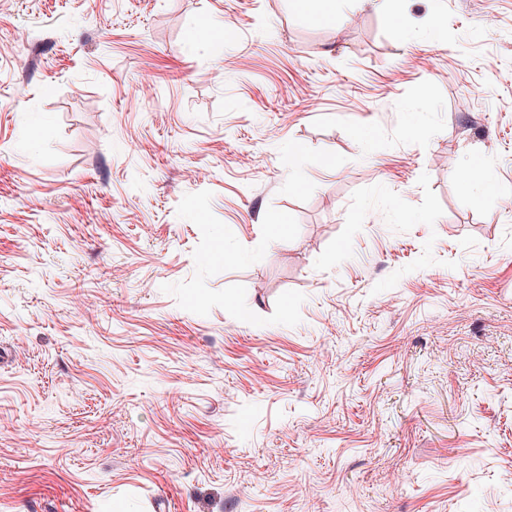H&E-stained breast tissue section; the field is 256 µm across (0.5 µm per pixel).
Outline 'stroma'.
Instances as JSON below:
<instances>
[{"label": "stroma", "instance_id": "obj_1", "mask_svg": "<svg viewBox=\"0 0 512 512\" xmlns=\"http://www.w3.org/2000/svg\"><path fill=\"white\" fill-rule=\"evenodd\" d=\"M0 351V512H512V0H0Z\"/></svg>", "mask_w": 512, "mask_h": 512}]
</instances>
